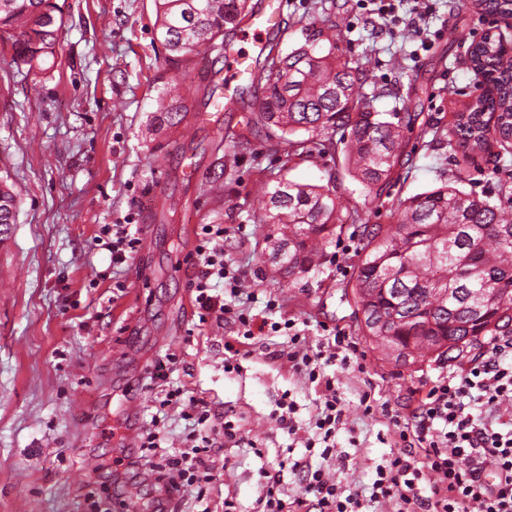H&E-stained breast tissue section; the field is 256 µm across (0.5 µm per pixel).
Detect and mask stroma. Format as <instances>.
Masks as SVG:
<instances>
[{
  "mask_svg": "<svg viewBox=\"0 0 512 512\" xmlns=\"http://www.w3.org/2000/svg\"><path fill=\"white\" fill-rule=\"evenodd\" d=\"M56 2L64 27L47 75L26 76L0 42V180L19 193L15 222L0 241V512H153L150 472L119 474L107 488L100 475L132 452L119 435L123 424L143 426L155 413L148 371L168 353L179 358L174 379L231 415L249 441L216 453L211 512H222L228 495L237 512H256L261 470L305 456L369 498L376 466L395 448L381 405L411 418L440 363L427 357L397 366L358 331L344 287L361 227L386 223L400 200L458 169L466 192L512 210V148L493 139L474 154L448 141L457 114L485 89L468 62L472 45L487 33L512 45V17L485 11L479 0H403L390 28L374 23L367 0H284L286 25L302 18L335 29L344 58L365 63L380 93L376 111L418 115L391 182L375 198L342 158L314 154L282 165L281 147L248 134L249 112L239 104L207 127L154 126L171 80L203 110L201 76L217 61L199 54L170 67L153 0ZM415 7L428 11L420 37L404 24ZM245 135L250 149L235 150ZM284 175L334 184L347 217L320 271L294 283L262 258L271 227L255 222L251 193L254 183ZM106 224L143 227L132 260L117 272L96 240ZM207 224L230 228L224 259L258 296L253 313L275 299L309 343L328 329L356 340V363L325 369L347 421L328 458L304 448L316 433L322 392L279 359L290 330L267 332L239 356V371L225 372L224 343L238 326L200 322L189 288ZM285 396L296 405L293 435L273 417ZM131 398L139 401L132 418ZM92 490L96 511L86 499Z\"/></svg>",
  "mask_w": 512,
  "mask_h": 512,
  "instance_id": "obj_1",
  "label": "stroma"
}]
</instances>
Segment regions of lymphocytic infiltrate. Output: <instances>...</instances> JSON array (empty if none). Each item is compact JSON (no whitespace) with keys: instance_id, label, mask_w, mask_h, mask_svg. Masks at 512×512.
<instances>
[{"instance_id":"f902f5d3","label":"lymphocytic infiltrate","mask_w":512,"mask_h":512,"mask_svg":"<svg viewBox=\"0 0 512 512\" xmlns=\"http://www.w3.org/2000/svg\"><path fill=\"white\" fill-rule=\"evenodd\" d=\"M211 245L196 248V272L191 283L193 302L200 317L228 318L243 326L244 339L263 332L267 318L247 316L234 300L241 293L242 275L224 262V227H206ZM224 283L225 295L211 294V279ZM286 354L291 369L303 372L323 390L315 426L326 448H334L338 430L345 426V411L336 395L326 366L349 364L358 348L340 332L324 337L317 347L293 335ZM178 362L166 354L149 371L152 387L163 389L160 408H176L182 419L193 422L177 450L165 449L166 437L157 427L144 429L138 456L115 458L116 466L129 470L149 467L162 493L158 512H166L174 497L191 488L205 490L216 479L213 452L228 443L242 442L240 426L228 414L213 410L201 398L170 387L169 377ZM399 438V451L377 466L370 502L393 500L397 512H512V336L496 337L490 348L473 355L457 370L438 376L412 419L390 416ZM421 456H414V449ZM301 493L281 498V471L264 472L257 512H363L356 494L325 470L296 460Z\"/></svg>"}]
</instances>
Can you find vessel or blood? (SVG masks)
I'll list each match as a JSON object with an SVG mask.
<instances>
[{
  "mask_svg": "<svg viewBox=\"0 0 512 512\" xmlns=\"http://www.w3.org/2000/svg\"><path fill=\"white\" fill-rule=\"evenodd\" d=\"M278 22L279 12L272 0H256L253 12L244 23V46L231 50L226 56L222 76L226 103H233L239 91L255 81L253 61L265 46L266 33L273 31Z\"/></svg>",
  "mask_w": 512,
  "mask_h": 512,
  "instance_id": "obj_1",
  "label": "vessel or blood"
}]
</instances>
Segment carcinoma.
<instances>
[{"mask_svg":"<svg viewBox=\"0 0 512 512\" xmlns=\"http://www.w3.org/2000/svg\"><path fill=\"white\" fill-rule=\"evenodd\" d=\"M157 32L179 66L203 52L226 57L230 33L245 14L247 0H154ZM64 26L52 0H0V40L11 44L15 64L40 77L45 61L57 56ZM294 38L285 52L282 42ZM490 35L473 45L471 64L493 85L458 116L448 137L472 151L488 148L490 120L503 149L512 144V61ZM257 82L265 95L251 109L249 124L286 147V156L314 148L343 154L350 176L368 192L382 191L403 152L405 133L414 129L412 112H376L366 92V69L338 55L336 38L315 26L292 32L284 27L256 60ZM157 117L177 125L193 106L177 87L165 90ZM342 132L334 139L336 132ZM455 171L441 185L412 195L390 210L389 223L365 224L363 247L347 287L351 288L358 330L400 364L396 336L413 337L410 363L436 355L451 359L484 343L512 336V212L463 190ZM258 224H275L267 236L269 259L280 275L297 280L324 258L326 245L340 235L343 218L336 190L329 185L287 178L274 188H258ZM18 194L0 185V225L15 223ZM495 292L493 325H472L476 295Z\"/></svg>","mask_w":512,"mask_h":512,"instance_id":"1","label":"carcinoma"}]
</instances>
